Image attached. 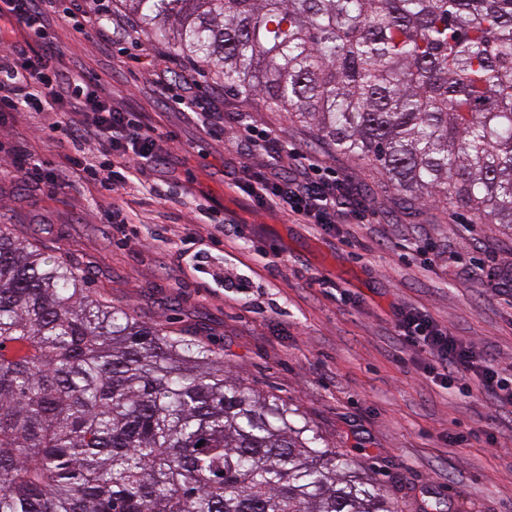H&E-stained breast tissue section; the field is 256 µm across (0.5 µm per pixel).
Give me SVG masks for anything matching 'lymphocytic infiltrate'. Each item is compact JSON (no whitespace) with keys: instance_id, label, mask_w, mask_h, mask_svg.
Masks as SVG:
<instances>
[{"instance_id":"obj_1","label":"lymphocytic infiltrate","mask_w":512,"mask_h":512,"mask_svg":"<svg viewBox=\"0 0 512 512\" xmlns=\"http://www.w3.org/2000/svg\"><path fill=\"white\" fill-rule=\"evenodd\" d=\"M51 14L72 21L78 32L85 23H94L101 41L113 42L114 21L105 0H0V61L11 63L10 69H0V112L68 105L65 127L76 152L66 158L65 178L100 179L112 193H120L144 167L161 159L162 138L140 115L114 100L92 72L61 64L45 23ZM241 129L246 141L266 147V164L241 185L259 209L283 210L327 233L358 213L359 203L342 183L320 177L318 164L286 166L287 145L249 124ZM394 317L403 348L423 353L421 370L430 381L445 386L456 374L473 375L497 404L512 405V378L483 359L474 343L457 338L423 310L402 305Z\"/></svg>"}]
</instances>
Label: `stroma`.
I'll return each instance as SVG.
<instances>
[{
	"mask_svg": "<svg viewBox=\"0 0 512 512\" xmlns=\"http://www.w3.org/2000/svg\"><path fill=\"white\" fill-rule=\"evenodd\" d=\"M58 48L114 83L131 111L170 143L145 179L160 195L129 189L137 213L125 236L101 217L107 191L59 187L10 172L19 154L59 168L74 147L47 113L0 114V224L76 259L89 287L208 343L226 370L291 406L399 512H512V407L476 377L442 389L403 350L393 309L427 311L512 373V226L484 224L450 204L401 209L382 172L336 154L286 113L246 106L212 69L172 54L168 68L193 84L206 109L161 98L149 61L168 42L146 32L104 49L94 25L75 32L51 18ZM318 163L363 201L362 224L334 235L283 212L256 211L234 182L265 158L242 142L232 113ZM198 214L197 223L186 218ZM327 277V288L312 284Z\"/></svg>",
	"mask_w": 512,
	"mask_h": 512,
	"instance_id": "1",
	"label": "stroma"
}]
</instances>
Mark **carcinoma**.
<instances>
[{"label": "carcinoma", "instance_id": "obj_1", "mask_svg": "<svg viewBox=\"0 0 512 512\" xmlns=\"http://www.w3.org/2000/svg\"><path fill=\"white\" fill-rule=\"evenodd\" d=\"M224 87L512 224V0H122ZM0 512H398L205 342L0 225Z\"/></svg>", "mask_w": 512, "mask_h": 512}]
</instances>
